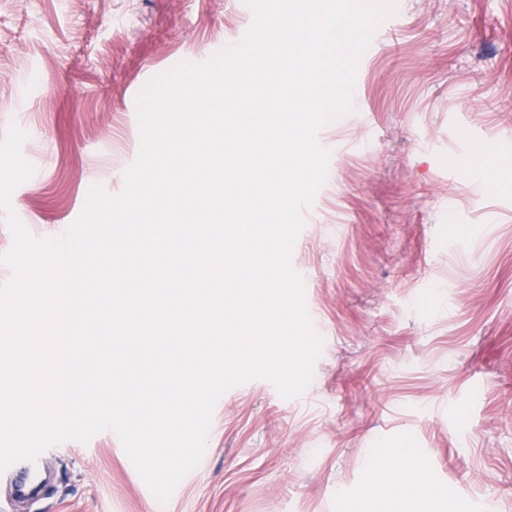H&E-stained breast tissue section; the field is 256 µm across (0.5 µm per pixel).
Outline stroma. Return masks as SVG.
Wrapping results in <instances>:
<instances>
[{
  "label": "stroma",
  "mask_w": 512,
  "mask_h": 512,
  "mask_svg": "<svg viewBox=\"0 0 512 512\" xmlns=\"http://www.w3.org/2000/svg\"><path fill=\"white\" fill-rule=\"evenodd\" d=\"M244 0H0V137L35 172L11 204L60 236L136 158V96L238 43ZM357 70L376 132L341 118L292 251L324 342L311 384L217 401L201 465L159 503L111 431L45 457L47 492L0 512H400L375 449L419 450L420 512H512V0H398ZM492 144L490 160L475 152ZM457 225L458 238L444 228Z\"/></svg>",
  "instance_id": "1"
}]
</instances>
